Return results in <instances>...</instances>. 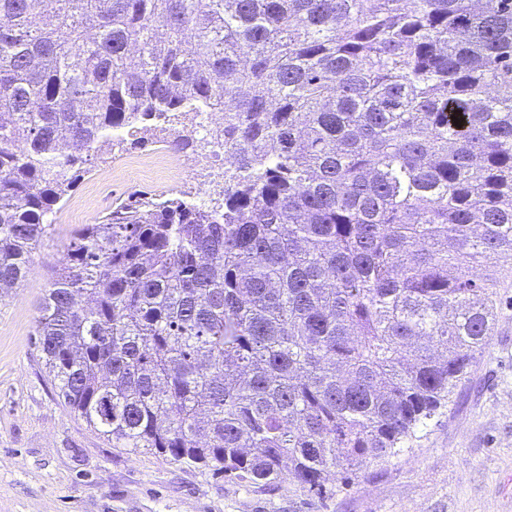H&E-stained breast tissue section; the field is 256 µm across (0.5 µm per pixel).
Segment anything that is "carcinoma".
Returning a JSON list of instances; mask_svg holds the SVG:
<instances>
[{"instance_id":"1","label":"carcinoma","mask_w":512,"mask_h":512,"mask_svg":"<svg viewBox=\"0 0 512 512\" xmlns=\"http://www.w3.org/2000/svg\"><path fill=\"white\" fill-rule=\"evenodd\" d=\"M219 106L224 206L76 230L34 345L112 447L323 494L490 339L512 0H0V292L113 133Z\"/></svg>"}]
</instances>
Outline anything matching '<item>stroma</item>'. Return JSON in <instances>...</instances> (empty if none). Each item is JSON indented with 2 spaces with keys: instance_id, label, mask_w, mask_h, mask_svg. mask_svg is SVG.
<instances>
[{
  "instance_id": "obj_1",
  "label": "stroma",
  "mask_w": 512,
  "mask_h": 512,
  "mask_svg": "<svg viewBox=\"0 0 512 512\" xmlns=\"http://www.w3.org/2000/svg\"><path fill=\"white\" fill-rule=\"evenodd\" d=\"M169 131L93 159L31 256L0 294V512H512V273H502L488 345L445 407L397 455L368 463L324 496L131 454L70 412L33 344L40 301L71 233L134 192L179 194L166 172L131 168Z\"/></svg>"
}]
</instances>
